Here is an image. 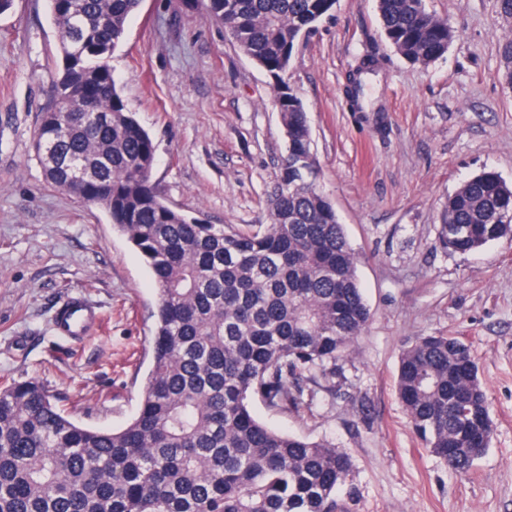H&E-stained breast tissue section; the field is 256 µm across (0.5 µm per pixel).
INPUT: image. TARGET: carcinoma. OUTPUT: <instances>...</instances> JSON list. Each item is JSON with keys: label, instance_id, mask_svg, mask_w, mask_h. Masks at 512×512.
Masks as SVG:
<instances>
[{"label": "carcinoma", "instance_id": "carcinoma-1", "mask_svg": "<svg viewBox=\"0 0 512 512\" xmlns=\"http://www.w3.org/2000/svg\"><path fill=\"white\" fill-rule=\"evenodd\" d=\"M337 0H199L258 66L278 77L287 138L267 200L271 222L207 224L162 197L155 145L117 89L110 61L141 0H48L61 62L54 106L33 149L46 180L72 195L64 157L80 163L93 204L144 258L156 285L150 365L136 413L85 426L32 381L0 385V512H353L350 456L259 421L268 408L312 409L336 391L337 361L371 319L357 257L314 179L302 102L280 75ZM386 39L426 66L448 50L449 20L424 0H377ZM500 55L512 87V34ZM512 239V185L494 171L448 198L437 239L474 253ZM397 393L414 433L464 473L494 425L469 344L445 333L402 350Z\"/></svg>", "mask_w": 512, "mask_h": 512}]
</instances>
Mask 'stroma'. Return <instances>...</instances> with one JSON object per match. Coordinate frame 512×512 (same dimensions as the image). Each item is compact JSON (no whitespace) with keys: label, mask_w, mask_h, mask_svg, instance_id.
<instances>
[{"label":"stroma","mask_w":512,"mask_h":512,"mask_svg":"<svg viewBox=\"0 0 512 512\" xmlns=\"http://www.w3.org/2000/svg\"><path fill=\"white\" fill-rule=\"evenodd\" d=\"M449 19L447 53L410 64L386 40L376 0H338L296 46L285 79L307 112L317 185L358 255L372 318L339 361L335 398L275 413L270 427L328 441L355 465V512H512V241L460 255L437 242L459 185L492 169L512 182V88L499 46L512 32L497 0H425ZM58 37L47 0L0 14V381L33 380L80 422L130 419L150 361L155 285L97 205L49 185L31 144L53 105ZM380 63L363 111L346 77ZM121 95L156 147L168 203L210 224H266L286 138L275 79L191 0H143L112 59ZM100 311L81 344L54 336L72 295ZM448 333L470 345L494 435L465 473L414 434L396 392L404 345Z\"/></svg>","instance_id":"stroma-1"}]
</instances>
